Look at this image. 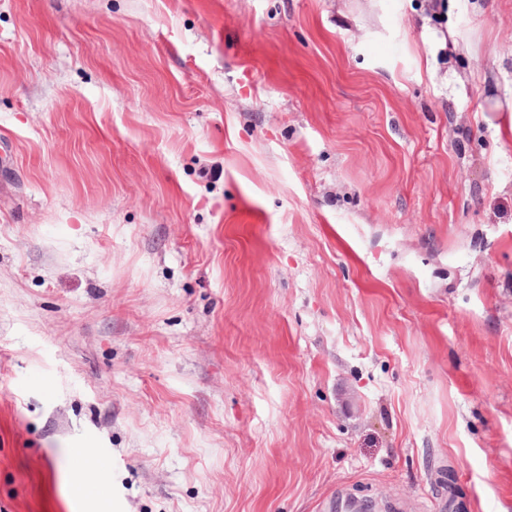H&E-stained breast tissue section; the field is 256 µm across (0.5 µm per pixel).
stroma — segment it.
<instances>
[{
  "label": "stroma",
  "instance_id": "stroma-1",
  "mask_svg": "<svg viewBox=\"0 0 512 512\" xmlns=\"http://www.w3.org/2000/svg\"><path fill=\"white\" fill-rule=\"evenodd\" d=\"M512 512V0H0V512ZM83 475L73 486V495L79 499H85L90 496L93 484L103 476V466L98 459L87 452L83 456Z\"/></svg>",
  "mask_w": 512,
  "mask_h": 512
}]
</instances>
